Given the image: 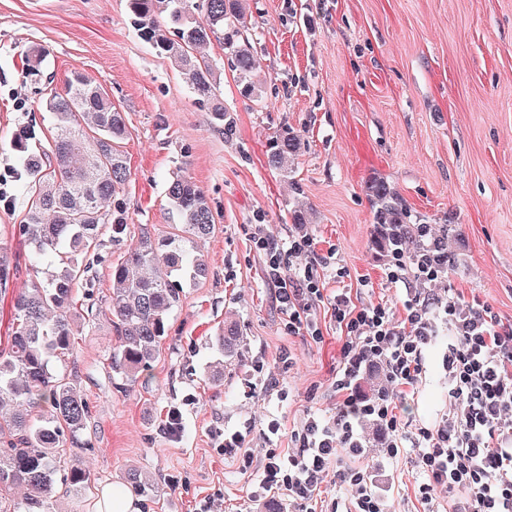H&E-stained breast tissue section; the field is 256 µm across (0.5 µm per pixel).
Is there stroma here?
Listing matches in <instances>:
<instances>
[{"label": "stroma", "instance_id": "1", "mask_svg": "<svg viewBox=\"0 0 512 512\" xmlns=\"http://www.w3.org/2000/svg\"><path fill=\"white\" fill-rule=\"evenodd\" d=\"M262 94L241 95L220 38L206 54L222 66L219 100L235 121L232 137L214 126L171 58L142 41L127 0H0V249L19 271L0 292V340L13 297L32 273L18 232L27 195L11 144L20 128L50 134L43 107L82 70L126 117L131 233L168 224L167 182L185 170L209 198L214 234L197 247L210 266L185 288L150 370L122 386L109 367L115 341L105 315L79 321L72 377L92 411V450L75 449L94 480L81 498L62 497L64 512H98L104 488L128 469L151 473L142 512H264L266 454L291 448L307 415L336 413L334 382L345 328L331 299L383 303L404 321L411 298L388 277L374 247L372 178L388 180L430 224H450L455 266L441 287L467 305L512 325V0H242ZM47 59L30 62L33 48ZM300 131L305 148L288 172L271 169L266 149L282 126ZM306 223H294L295 212ZM272 237L308 236L313 273L323 290L313 318L320 338L292 333L254 243L256 225ZM244 336L243 355L226 360L221 382L209 378L212 341L225 322ZM440 329L425 355L412 401L399 413L407 434L433 427L449 410ZM179 434L164 429L170 408ZM245 432L251 465L225 456L223 431ZM362 464L393 512H424V476L412 449L389 457L365 424Z\"/></svg>", "mask_w": 512, "mask_h": 512}]
</instances>
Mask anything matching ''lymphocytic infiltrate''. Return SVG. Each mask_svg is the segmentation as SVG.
<instances>
[{
  "mask_svg": "<svg viewBox=\"0 0 512 512\" xmlns=\"http://www.w3.org/2000/svg\"><path fill=\"white\" fill-rule=\"evenodd\" d=\"M257 246L268 257L267 277L277 288L289 331H313L310 311L323 290L309 270L287 273L280 260L284 254L308 255L309 239L262 236ZM404 308L405 323L399 326L386 305L336 302V321L348 335L336 368V391L342 397L338 412L328 422L308 417L295 434L292 454L269 453L260 482L263 492L306 503L332 473L347 492L352 512H384L385 501L371 476L356 464L364 451L357 426L369 419L391 433L385 446L388 456L408 444L417 448V463L427 476L418 488L422 503L432 504L436 485L444 484L464 492L459 512H512V327L501 326L455 295L416 296ZM442 324L451 334V408L433 428L420 429L411 440L400 429L395 400L417 384L425 352ZM373 364L383 366L387 380L383 395L376 398L357 391L364 369Z\"/></svg>",
  "mask_w": 512,
  "mask_h": 512,
  "instance_id": "1",
  "label": "lymphocytic infiltrate"
}]
</instances>
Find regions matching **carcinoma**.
<instances>
[{"label":"carcinoma","instance_id":"obj_1","mask_svg":"<svg viewBox=\"0 0 512 512\" xmlns=\"http://www.w3.org/2000/svg\"><path fill=\"white\" fill-rule=\"evenodd\" d=\"M141 38L159 54L174 59L201 101L212 103L216 125L234 134L228 109L218 102L215 66L194 51L220 34L227 60L249 98L256 92V66L249 39L242 36L239 0H127ZM44 108L52 120L47 148L30 147L32 133L22 129L12 146L30 189L27 221L19 225L33 262L47 263L51 273L35 278L15 295L7 346L0 349V512H57L58 484L75 495L91 489V473L65 448H89L90 408L74 380L59 372L74 362L77 305L93 296L92 262L102 237L114 245L127 239L124 203L117 190L129 177L123 144L125 114L83 72L71 71L64 93H52ZM302 138L285 126L269 141L268 165L283 172L299 154ZM366 192L374 208L375 244L390 257L404 255L406 270L431 265L442 277L453 268L448 254V225L419 224L401 194L388 181L373 178ZM166 195L170 225L162 234L140 228L136 243L112 264V316L116 342L111 365L121 381L133 383L155 361L170 314L184 286L208 275L197 241L215 231V214L206 195L185 171L174 174ZM17 272L0 250V286ZM218 355L237 357L243 336L234 324L214 337ZM131 489L147 496L155 491L151 475L131 470Z\"/></svg>","mask_w":512,"mask_h":512}]
</instances>
